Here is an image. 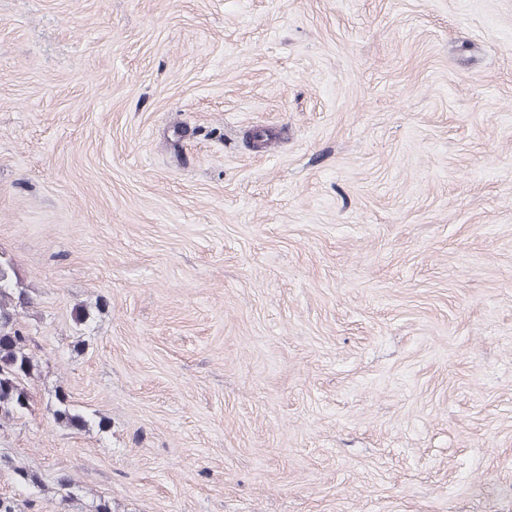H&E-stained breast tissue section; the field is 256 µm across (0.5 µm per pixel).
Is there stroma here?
Masks as SVG:
<instances>
[{
  "label": "stroma",
  "mask_w": 512,
  "mask_h": 512,
  "mask_svg": "<svg viewBox=\"0 0 512 512\" xmlns=\"http://www.w3.org/2000/svg\"><path fill=\"white\" fill-rule=\"evenodd\" d=\"M0 252L1 496L512 512V0H0ZM30 290L11 259L0 254V421L22 418L32 404L31 381L40 372L32 337L23 331L20 315L32 304ZM55 397L57 404L52 415L54 422L59 426L77 430L89 429L96 423V418H98L97 426L100 428L104 426V418L71 403L64 392H58Z\"/></svg>",
  "instance_id": "obj_1"
}]
</instances>
